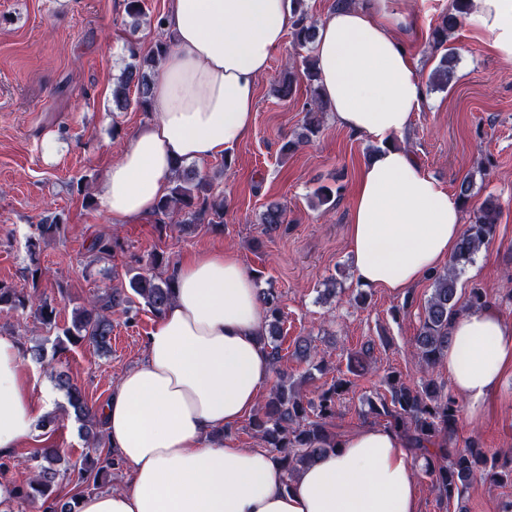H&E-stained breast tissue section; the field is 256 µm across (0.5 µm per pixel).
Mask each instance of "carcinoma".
Segmentation results:
<instances>
[{"mask_svg": "<svg viewBox=\"0 0 512 512\" xmlns=\"http://www.w3.org/2000/svg\"><path fill=\"white\" fill-rule=\"evenodd\" d=\"M294 2L296 19L292 26V40L294 46L304 48L313 42L316 27L307 21L305 0ZM471 5L472 0H451L448 11L440 15V21L432 29L434 46L445 48L429 76V81L437 87L447 86L453 79L457 52L445 44ZM168 49L167 42L159 40L140 59L135 50H130L136 62L124 68L112 91L116 109L124 110L129 106V91L133 87L138 106L148 111L150 84L159 61ZM303 75L310 100L304 105L302 132L297 139L285 144L289 152L320 132L324 113L328 111L327 103L319 94L315 61L309 56L305 58ZM173 211L180 214L183 224L219 226L224 222V199L213 193V183L207 175L179 165L174 169L168 193L157 202L155 214L166 216ZM499 213L500 205L492 196L471 207L469 222L459 237L448 266L428 276L434 288L425 304L424 318L415 340L420 371L424 374L421 385L411 387L401 377L392 374L386 380L389 396L380 397L378 404L369 402L370 413L384 417L386 426L404 438L415 455L427 456L425 471L432 479L439 500L448 505L478 472L494 482H502L506 476L512 480V471L504 476L495 470V465L488 464L486 454L478 449L475 441H468L463 448L457 447L456 426L460 407L433 377L435 367L448 349L453 319L465 311L480 310L486 306L483 289L471 288L464 299L458 295L457 280L479 248L495 235ZM285 220V210L276 203L268 205L261 216V223L270 231L280 228ZM36 230L37 236L30 238L27 245L32 255L40 242L60 234L61 224L53 218L37 225ZM117 247L118 244L109 238H94L90 245L93 261L112 257ZM136 297L142 299L154 314H160L173 300L172 278L145 276L137 272L128 278V285L105 288L86 304L74 309L71 324L62 329V337L57 339L54 351H63L68 344L77 346L83 343L108 349L112 340L110 314H129ZM260 297L268 316L266 333L270 356L276 366L283 358L281 344L277 340L282 334L280 297L272 287L261 289ZM30 303L32 295L27 288L0 283V307L24 310ZM35 315L43 326L49 329L57 327V308L52 303L42 301L36 307ZM56 386L66 393L75 419L86 427L88 439L92 444L100 445V431L97 430L100 420L81 389L64 372L57 373ZM349 387V380L337 378L320 392L317 400L306 401L288 388L286 378L281 376L252 416L251 429L264 447L276 452V458L288 476H293L320 454L336 447V438L330 433L329 426L336 417L337 402ZM31 460L37 462L33 476L27 486L15 490L16 497L24 503L38 506L40 512H73L71 503L60 498L55 490L60 476V470L55 468L61 461L60 449L53 445L39 448Z\"/></svg>", "mask_w": 512, "mask_h": 512, "instance_id": "obj_1", "label": "carcinoma"}]
</instances>
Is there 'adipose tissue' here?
I'll return each mask as SVG.
<instances>
[{"label": "adipose tissue", "mask_w": 512, "mask_h": 512, "mask_svg": "<svg viewBox=\"0 0 512 512\" xmlns=\"http://www.w3.org/2000/svg\"><path fill=\"white\" fill-rule=\"evenodd\" d=\"M407 0H358L328 14L313 44L319 88L336 124L375 144L361 167L347 226L361 284L405 293L452 256L457 197L397 146L426 101L396 35ZM512 61V0H474L465 18ZM294 22L292 0H168L171 43L150 89L152 117L128 136L98 198L113 223L153 215L175 162L223 155L250 131L257 82ZM175 297L144 355L100 411L122 488L82 494L77 512H420L405 441L364 426L287 476L275 457L231 434L273 375L267 316L255 279L232 250L175 264ZM455 390L479 414L512 364V327L491 308L463 312L443 358ZM52 406L34 394L19 342L0 336V459L37 434Z\"/></svg>", "instance_id": "adipose-tissue-1"}]
</instances>
